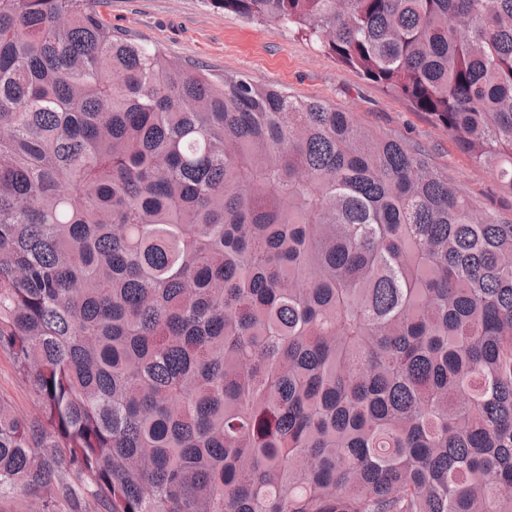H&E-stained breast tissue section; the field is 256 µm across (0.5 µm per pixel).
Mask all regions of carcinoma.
I'll use <instances>...</instances> for the list:
<instances>
[{
  "mask_svg": "<svg viewBox=\"0 0 512 512\" xmlns=\"http://www.w3.org/2000/svg\"><path fill=\"white\" fill-rule=\"evenodd\" d=\"M0 0V499L512 512V220L350 112ZM291 25L512 195V0H212ZM0 397L26 418L38 415V402L29 380L21 375L6 349L0 348Z\"/></svg>",
  "mask_w": 512,
  "mask_h": 512,
  "instance_id": "carcinoma-1",
  "label": "carcinoma"
}]
</instances>
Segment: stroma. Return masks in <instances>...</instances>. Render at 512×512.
Wrapping results in <instances>:
<instances>
[{
	"instance_id": "stroma-1",
	"label": "stroma",
	"mask_w": 512,
	"mask_h": 512,
	"mask_svg": "<svg viewBox=\"0 0 512 512\" xmlns=\"http://www.w3.org/2000/svg\"><path fill=\"white\" fill-rule=\"evenodd\" d=\"M99 11L113 32L135 34L172 58L324 101L353 113L368 130L418 144L478 210L512 217V196L500 193L491 172L461 153L444 127L287 27L272 29L243 19L214 8L209 0H101ZM0 399L26 418L38 414L29 380L3 348Z\"/></svg>"
}]
</instances>
